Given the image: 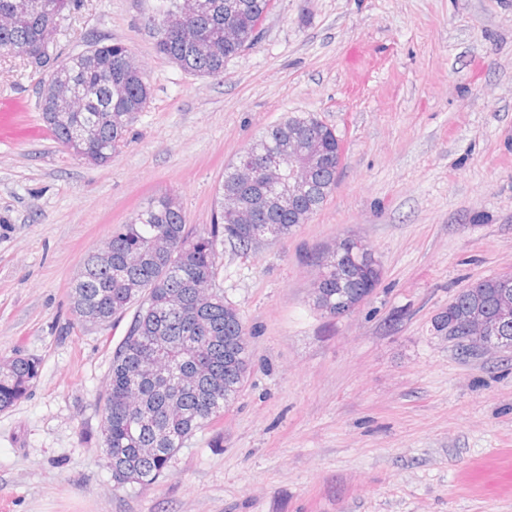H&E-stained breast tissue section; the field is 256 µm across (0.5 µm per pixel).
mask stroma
Here are the masks:
<instances>
[{
	"instance_id": "stroma-1",
	"label": "stroma",
	"mask_w": 512,
	"mask_h": 512,
	"mask_svg": "<svg viewBox=\"0 0 512 512\" xmlns=\"http://www.w3.org/2000/svg\"><path fill=\"white\" fill-rule=\"evenodd\" d=\"M156 0H82L56 50L119 43L152 91L112 161L52 136L0 144V359H39L0 411V512H512V349L467 356L434 321L468 284L512 273V0H276L220 78L157 53ZM41 124L40 74L10 71ZM311 112L342 148L310 220L220 249L214 288L251 368L216 423L149 486L115 485L101 403L130 323L75 324L84 259L151 200L208 228L225 167ZM353 237L382 278L353 312L314 309L315 258Z\"/></svg>"
}]
</instances>
